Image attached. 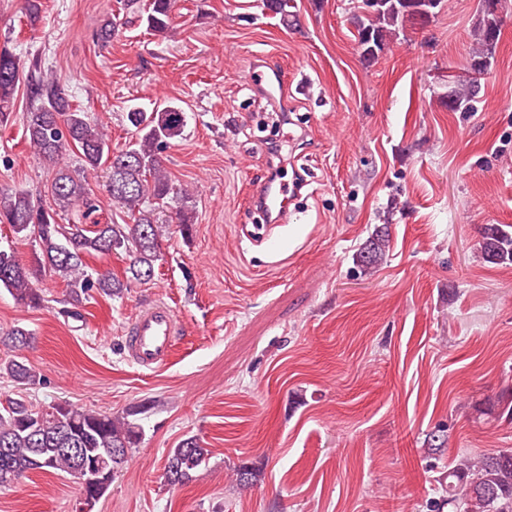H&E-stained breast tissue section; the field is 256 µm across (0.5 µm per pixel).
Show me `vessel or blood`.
Returning <instances> with one entry per match:
<instances>
[{
	"label": "vessel or blood",
	"instance_id": "obj_1",
	"mask_svg": "<svg viewBox=\"0 0 512 512\" xmlns=\"http://www.w3.org/2000/svg\"><path fill=\"white\" fill-rule=\"evenodd\" d=\"M284 80L273 67L254 66L250 86L259 93L271 94L273 88L283 86ZM253 200L259 201L266 216L287 222L291 215L292 198L284 183L271 179L252 190ZM180 322L172 308L163 302L142 309L134 319L126 345L128 359L145 370H154L170 362Z\"/></svg>",
	"mask_w": 512,
	"mask_h": 512
}]
</instances>
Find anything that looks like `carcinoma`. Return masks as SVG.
<instances>
[{"mask_svg":"<svg viewBox=\"0 0 512 512\" xmlns=\"http://www.w3.org/2000/svg\"><path fill=\"white\" fill-rule=\"evenodd\" d=\"M443 0H354L352 20L356 29V48L366 63L374 62L406 23L425 25L438 14ZM493 0H482L481 11L472 30L474 47L463 68L464 75L448 81V110H474L482 76L500 35L501 17L491 8ZM175 0H150L141 19L146 29L162 36L169 30ZM23 63L12 51L0 49V119L7 116L19 82ZM34 101L23 116L25 137L35 154L58 165L51 185L54 206L33 202L26 192H0V226L7 225L12 236L32 246L29 263H22L11 247L0 246V288L14 301L37 307L42 298L37 285L47 277L66 282L70 314L78 317L83 300L96 292L118 297L131 281L147 283L155 277L161 260L162 239L170 225L189 234L193 224L191 196L177 187L168 175L163 152L183 139L187 113L172 103L154 104L147 111L133 107L126 120L133 128L134 141L125 149L112 152L105 128L90 121L86 113L73 107L68 95L51 77L30 87ZM70 146L80 149L82 166L71 170L59 164ZM107 166L105 191L112 204L129 219L125 224L79 223L97 211V200L89 187V175ZM168 205L172 215L159 221L154 211ZM76 220L61 224L67 215ZM389 247L388 235L378 231L358 254L357 261L368 271L378 264ZM480 251L491 263L512 261V230L507 224H486L482 228ZM125 255L126 280L109 271H96L86 258L94 255ZM34 333L16 327L0 336V345L12 356L0 363V371L14 382L34 385L40 381L23 351L30 348ZM137 412L121 415L99 413L70 403L35 406L23 399L0 402V488H7L31 471L72 474L76 458L67 452L80 448L88 459L102 461L108 450L121 448L126 455L112 459L120 472L129 453L138 447L143 427ZM208 450L190 436L168 449L163 478L170 486L193 481L205 463ZM512 512V450H500L477 458H465L448 469L445 494L426 505L428 512Z\"/></svg>","mask_w":512,"mask_h":512,"instance_id":"carcinoma-1","label":"carcinoma"}]
</instances>
